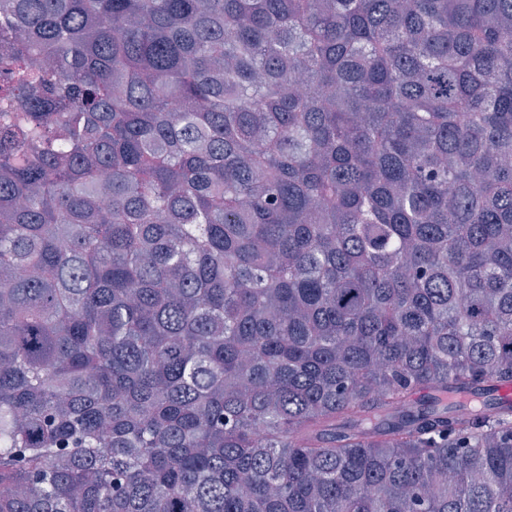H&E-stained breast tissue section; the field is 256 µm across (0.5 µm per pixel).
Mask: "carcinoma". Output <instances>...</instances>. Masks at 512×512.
Segmentation results:
<instances>
[{
	"label": "carcinoma",
	"instance_id": "cac0c4a2",
	"mask_svg": "<svg viewBox=\"0 0 512 512\" xmlns=\"http://www.w3.org/2000/svg\"><path fill=\"white\" fill-rule=\"evenodd\" d=\"M512 0H0V512H512Z\"/></svg>",
	"mask_w": 512,
	"mask_h": 512
}]
</instances>
